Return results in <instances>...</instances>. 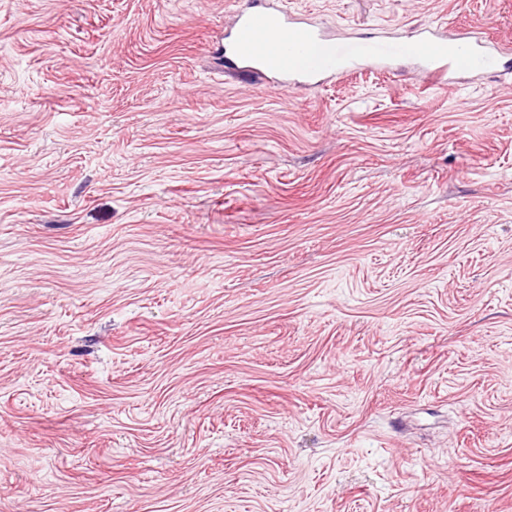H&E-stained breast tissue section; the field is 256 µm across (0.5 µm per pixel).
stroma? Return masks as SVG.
<instances>
[{
    "mask_svg": "<svg viewBox=\"0 0 512 512\" xmlns=\"http://www.w3.org/2000/svg\"><path fill=\"white\" fill-rule=\"evenodd\" d=\"M232 17L0 0V512H512V74L267 92Z\"/></svg>",
    "mask_w": 512,
    "mask_h": 512,
    "instance_id": "stroma-1",
    "label": "stroma"
}]
</instances>
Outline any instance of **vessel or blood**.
<instances>
[{"instance_id": "obj_1", "label": "vessel or blood", "mask_w": 512, "mask_h": 512, "mask_svg": "<svg viewBox=\"0 0 512 512\" xmlns=\"http://www.w3.org/2000/svg\"><path fill=\"white\" fill-rule=\"evenodd\" d=\"M234 17L224 34L226 71L272 91L316 87L351 69L387 67L396 58L410 61L428 85L443 88L512 66L511 41L473 32L449 37L438 24L407 35L340 43L310 19L283 12L273 0H240Z\"/></svg>"}]
</instances>
